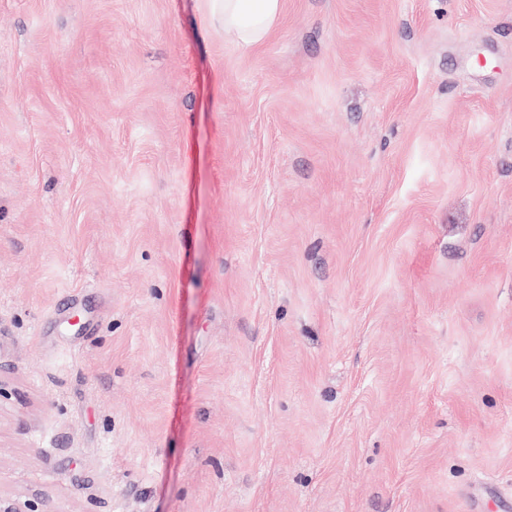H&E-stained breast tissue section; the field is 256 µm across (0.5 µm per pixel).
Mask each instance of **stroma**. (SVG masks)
Instances as JSON below:
<instances>
[{"instance_id":"1","label":"stroma","mask_w":512,"mask_h":512,"mask_svg":"<svg viewBox=\"0 0 512 512\" xmlns=\"http://www.w3.org/2000/svg\"><path fill=\"white\" fill-rule=\"evenodd\" d=\"M0 498L512 512V0H0ZM209 25L223 28L243 48L263 42L282 11V0H205Z\"/></svg>"}]
</instances>
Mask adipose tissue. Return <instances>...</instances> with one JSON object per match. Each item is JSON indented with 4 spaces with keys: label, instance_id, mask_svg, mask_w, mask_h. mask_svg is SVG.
Returning <instances> with one entry per match:
<instances>
[{
    "label": "adipose tissue",
    "instance_id": "ef3b65f1",
    "mask_svg": "<svg viewBox=\"0 0 512 512\" xmlns=\"http://www.w3.org/2000/svg\"><path fill=\"white\" fill-rule=\"evenodd\" d=\"M210 26L224 29L244 48L263 42L282 11L283 0H205Z\"/></svg>",
    "mask_w": 512,
    "mask_h": 512
}]
</instances>
